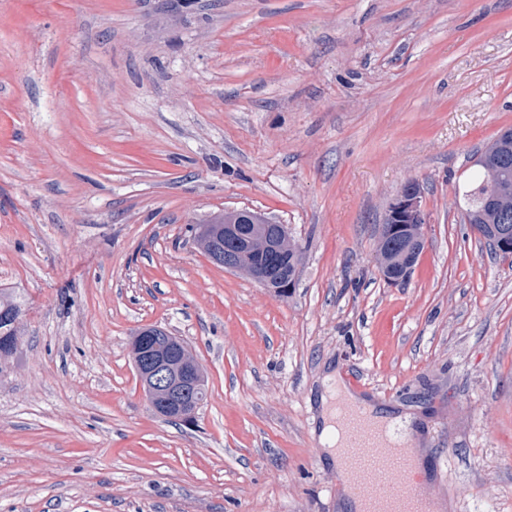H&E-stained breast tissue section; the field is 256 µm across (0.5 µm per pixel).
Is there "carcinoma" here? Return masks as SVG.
Returning a JSON list of instances; mask_svg holds the SVG:
<instances>
[{
	"mask_svg": "<svg viewBox=\"0 0 512 512\" xmlns=\"http://www.w3.org/2000/svg\"><path fill=\"white\" fill-rule=\"evenodd\" d=\"M492 162L496 178H491L485 168H480L478 177L464 191L466 211L478 215L489 224H496L500 230L512 236V205L502 210L493 200L494 192L512 191V151H502L493 155ZM236 218L226 211L212 223L199 227L198 242L205 253L219 244L224 245V254L238 257L243 265L258 269L270 276L271 287L277 288L282 282L296 275L299 251L280 247L263 250H246L242 240L224 232V225L232 224ZM411 233L401 231L389 235L382 245L376 246L377 257L384 255L398 257L409 249ZM25 303L14 290L0 289V373L13 363L16 350L7 346L14 336L20 335Z\"/></svg>",
	"mask_w": 512,
	"mask_h": 512,
	"instance_id": "cac0c4a2",
	"label": "carcinoma"
}]
</instances>
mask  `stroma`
Segmentation results:
<instances>
[{
	"instance_id": "35a3bbf8",
	"label": "stroma",
	"mask_w": 512,
	"mask_h": 512,
	"mask_svg": "<svg viewBox=\"0 0 512 512\" xmlns=\"http://www.w3.org/2000/svg\"><path fill=\"white\" fill-rule=\"evenodd\" d=\"M512 128V0H0V512H341L328 373L416 418L457 512H512V255L468 224ZM417 181L427 247L375 242ZM227 209L287 225L286 294L213 263ZM157 326L209 379L196 422L149 408ZM421 194L420 185L416 181L407 182L388 206V224H406L405 227L409 229L417 227L422 230H419L418 236H414L410 248L411 233L409 231L389 235L382 246L378 245L377 240L376 254L379 269L387 281L396 277L397 271L394 267L384 266L382 255L396 257L391 262L399 265L401 276L406 280L426 248L427 239L423 233L426 216L422 209ZM404 253L406 254L403 255ZM25 303L15 290L0 289V373L13 363L17 349L7 346L12 336H20Z\"/></svg>"
}]
</instances>
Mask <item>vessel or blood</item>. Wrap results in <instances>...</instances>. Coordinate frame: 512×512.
I'll list each match as a JSON object with an SVG mask.
<instances>
[{
  "instance_id": "1",
  "label": "vessel or blood",
  "mask_w": 512,
  "mask_h": 512,
  "mask_svg": "<svg viewBox=\"0 0 512 512\" xmlns=\"http://www.w3.org/2000/svg\"><path fill=\"white\" fill-rule=\"evenodd\" d=\"M338 451L344 466L336 471L337 493H352L359 512H433L440 497L427 491L429 467L414 435L393 424L374 426L367 403H350L337 394Z\"/></svg>"
}]
</instances>
